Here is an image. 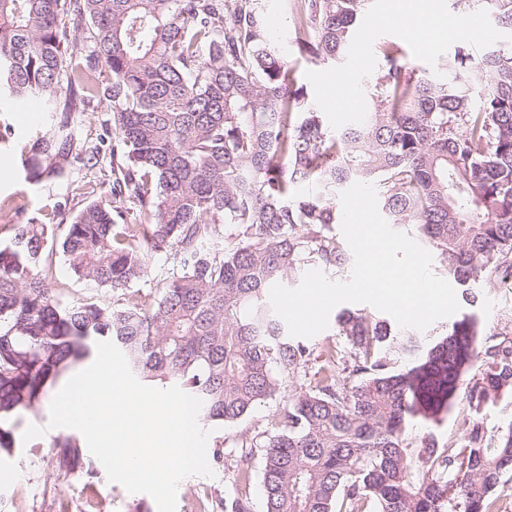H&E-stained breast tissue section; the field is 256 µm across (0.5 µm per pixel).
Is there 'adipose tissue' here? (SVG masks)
Here are the masks:
<instances>
[{"label":"adipose tissue","mask_w":512,"mask_h":512,"mask_svg":"<svg viewBox=\"0 0 512 512\" xmlns=\"http://www.w3.org/2000/svg\"><path fill=\"white\" fill-rule=\"evenodd\" d=\"M393 18L407 23L414 37L432 47L470 29L467 21L448 17L436 0H396Z\"/></svg>","instance_id":"1"}]
</instances>
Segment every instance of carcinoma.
Returning <instances> with one entry per match:
<instances>
[{"mask_svg":"<svg viewBox=\"0 0 512 512\" xmlns=\"http://www.w3.org/2000/svg\"><path fill=\"white\" fill-rule=\"evenodd\" d=\"M368 2L289 0L299 54L343 59ZM455 4L512 29V0ZM379 57L367 112L330 135L303 88L290 90L258 0H0V89L59 112L31 147L28 180L96 158L70 118L112 103V186L60 248L78 278L121 294L66 304L50 287L62 211L0 224V456L15 448L11 419L109 340L139 378L201 398L204 427L278 403L273 430L212 450L235 487L224 512H252L257 459L265 512H499L512 421L490 431L473 419L458 443L406 431L440 423L460 398L474 414L512 400L511 336L465 314L427 339L345 310L349 349L307 345L264 302L309 267L351 264L330 195L356 181L375 186L390 223L415 226L467 303L473 284L512 275V47L458 50L443 83L417 75L397 43ZM483 81L475 108L469 88ZM161 252L174 262L158 294L129 292ZM399 350L417 358L397 369ZM287 379L302 383L286 394ZM55 447L59 470L89 473L77 437Z\"/></svg>","mask_w":512,"mask_h":512,"instance_id":"obj_1","label":"carcinoma"}]
</instances>
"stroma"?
Segmentation results:
<instances>
[{"mask_svg": "<svg viewBox=\"0 0 512 512\" xmlns=\"http://www.w3.org/2000/svg\"><path fill=\"white\" fill-rule=\"evenodd\" d=\"M268 32L280 54L287 60L296 86L302 87L324 116L330 132H338L363 115L367 99V83L376 73L378 49L386 42H396L405 50V60L416 73L429 78L445 74V62L456 47L468 48L474 55L512 46V30L497 27L495 41L460 37L436 49L417 50L415 41L404 27L393 22L390 9L393 0H370L358 19L342 60L336 63L315 62L298 53L296 31L286 0H260ZM349 79L355 98L337 100L331 86L337 75ZM112 105L106 100L91 102L80 113L73 130L78 144L99 146L100 157L95 167L74 164L68 177L33 183L27 180L21 153L37 134L50 124L45 110L30 112L20 104L0 101V201L10 200L22 210L25 218H39L55 209L65 215L77 214L89 202L108 191L112 181V144L115 136L110 128ZM51 285L60 290L65 301L88 296L111 301L112 294L94 283L77 279L60 252L50 255ZM478 301L462 305V312L474 314L486 333L512 335V281L504 285L476 284ZM49 405L41 403L35 410L23 413L17 420V432L28 425L45 428L43 437L17 444L12 456L0 459V512H157L154 500L147 494L128 493L121 485L108 482L102 464L88 457L89 473L67 475L55 463L56 439L61 429H48ZM234 489L223 467H215L213 477L190 476L183 479L177 491L176 512H197L200 502H209L214 512H224L223 501Z\"/></svg>", "mask_w": 512, "mask_h": 512, "instance_id": "stroma-1", "label": "stroma"}]
</instances>
